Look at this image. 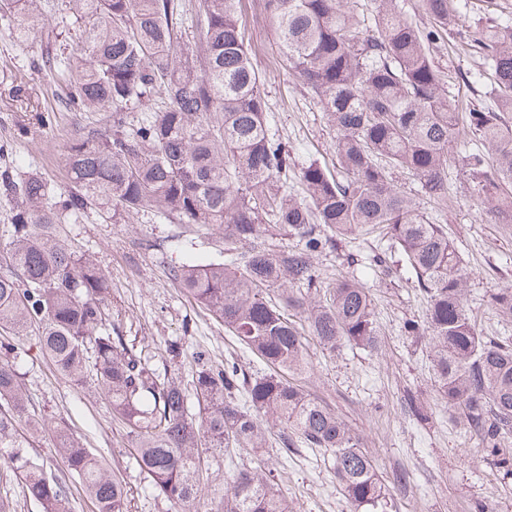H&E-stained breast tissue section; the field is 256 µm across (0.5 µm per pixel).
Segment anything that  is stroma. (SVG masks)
I'll list each match as a JSON object with an SVG mask.
<instances>
[{"instance_id": "35a3bbf8", "label": "stroma", "mask_w": 512, "mask_h": 512, "mask_svg": "<svg viewBox=\"0 0 512 512\" xmlns=\"http://www.w3.org/2000/svg\"><path fill=\"white\" fill-rule=\"evenodd\" d=\"M260 0H243L252 63L264 77L262 91L273 131L287 142L297 163L331 164L336 130L302 84L281 67L273 33L255 18ZM459 24L434 61L445 75L460 113L471 103L492 108V77L467 46L483 16L512 18V0H454ZM44 32L26 42L16 40L0 23V171L30 173L52 188L68 187L64 156L77 135L112 128L108 112H73L52 95L36 64L50 48L72 49L65 11L48 12ZM49 115L41 123L40 115ZM397 187L425 212L446 225L459 250L469 281L465 304L481 335L512 336V319L491 302L500 288H512V224L483 220L465 176L451 173L448 206L420 195L411 175L396 176ZM61 235L105 273L111 292L108 322L127 342L146 348L156 363L166 362L169 344L182 355L171 372L187 377L198 354L213 365L238 362L247 374L261 366L243 352L222 324L184 294L172 280L171 267L205 263L224 248L223 232L199 224H173L152 212L102 220L97 208L60 224ZM380 332L378 351L344 348L323 353L310 345L311 374L301 381L311 398L323 403L353 431L373 458L391 490L388 512H512V478L486 458L481 440L457 419L431 386L427 340L404 332L408 320H422L427 298L406 274L375 269L368 276ZM18 364L30 399V411L45 428L29 453L57 473L65 467L55 450L54 431L71 428L100 456L111 474L125 483L130 512H177L144 482L131 454L125 426L93 384L76 385L45 360L33 332L0 335V361ZM167 363V362H166ZM415 399L428 414L415 419L406 409ZM279 484L293 512H354L343 496L329 456L304 447L276 459Z\"/></svg>"}]
</instances>
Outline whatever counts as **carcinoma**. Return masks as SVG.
Returning <instances> with one entry per match:
<instances>
[{"instance_id": "carcinoma-1", "label": "carcinoma", "mask_w": 512, "mask_h": 512, "mask_svg": "<svg viewBox=\"0 0 512 512\" xmlns=\"http://www.w3.org/2000/svg\"><path fill=\"white\" fill-rule=\"evenodd\" d=\"M80 48L48 52L39 70L78 112L112 113L106 134L74 139L65 162L69 189L53 194L38 175L0 186L24 207L11 224L0 273V331H33L41 353L64 377L90 381L127 429L153 491L192 512L206 488L202 449L256 451L279 425L281 449L300 442L333 460L336 482L358 512H386L390 490L376 464L327 406L297 378L311 368L314 339L327 353L379 349L370 287L350 270L322 278L315 257L351 236L376 232L387 248L369 258L392 270V252L427 296L422 321L404 324L430 347L432 386L458 411L494 464L512 474V338L492 341L464 303L467 273L444 225L394 185L397 171L419 192L448 201L459 167L484 215L512 224V24L486 19L474 39L492 70L494 109L474 108L459 128L455 105L432 61L436 41L455 25L453 0H421L424 31L379 0L373 33L340 0H263L265 23L288 71L336 129L329 169L300 167L271 131L241 23L242 0H65ZM0 20L26 40L40 23L32 0H0ZM160 106L136 121L130 107ZM466 137L491 149L451 150ZM95 205L106 214L154 211L177 224L224 230V260L171 269V277L224 325L263 370L219 368L197 357L191 387L105 325L109 284L102 270L57 237L60 215ZM285 236L295 244L276 246ZM512 318V288L491 294ZM28 397L13 362H0V448L40 512H71L62 478L31 457L18 433ZM66 471L98 512H129V490L82 438L60 433ZM277 469L258 459L224 471L215 512H290Z\"/></svg>"}]
</instances>
